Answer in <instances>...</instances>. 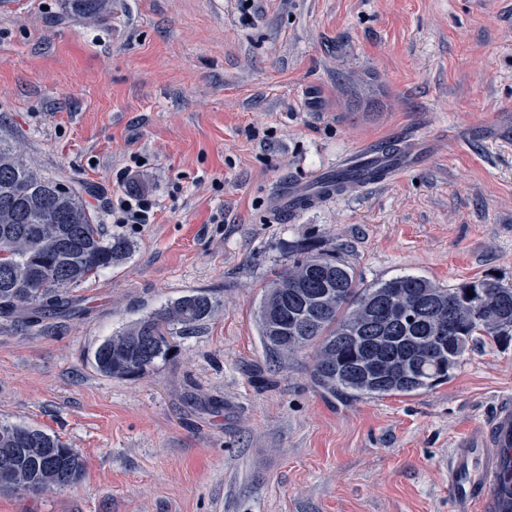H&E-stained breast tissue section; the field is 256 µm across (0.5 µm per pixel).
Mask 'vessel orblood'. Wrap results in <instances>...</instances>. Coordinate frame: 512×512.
I'll return each mask as SVG.
<instances>
[{"label": "vessel or blood", "instance_id": "1", "mask_svg": "<svg viewBox=\"0 0 512 512\" xmlns=\"http://www.w3.org/2000/svg\"><path fill=\"white\" fill-rule=\"evenodd\" d=\"M415 153V148L405 145L387 156L368 150L346 158L339 170L360 171L363 183L380 185L400 172ZM319 184L316 195L295 185L283 187L279 215L290 219L336 196L334 173L323 174ZM448 494L453 512H512V399L500 401L491 417L456 442L448 457Z\"/></svg>", "mask_w": 512, "mask_h": 512}]
</instances>
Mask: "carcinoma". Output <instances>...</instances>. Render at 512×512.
Returning <instances> with one entry per match:
<instances>
[{
    "label": "carcinoma",
    "mask_w": 512,
    "mask_h": 512,
    "mask_svg": "<svg viewBox=\"0 0 512 512\" xmlns=\"http://www.w3.org/2000/svg\"><path fill=\"white\" fill-rule=\"evenodd\" d=\"M89 21L110 14V0H64ZM123 236L106 238L79 193L31 167L22 151L0 138V318L19 312L37 323L79 306L70 294L90 277L125 261ZM213 289H194L147 312L87 353L107 377L136 379L169 358L173 345L153 336L198 335L214 317ZM266 351L286 360L317 345L311 375L323 390L345 398L413 396L448 380L476 336L512 332V288L485 277L440 288L422 277L396 276L364 284L334 249L295 247L288 267L265 286L257 311ZM383 336L372 369L364 343L345 336ZM16 462L14 481L0 492H43L83 474L80 455L57 436L28 425L0 423V457Z\"/></svg>",
    "instance_id": "1"
}]
</instances>
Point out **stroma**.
I'll return each mask as SVG.
<instances>
[{
    "label": "stroma",
    "mask_w": 512,
    "mask_h": 512,
    "mask_svg": "<svg viewBox=\"0 0 512 512\" xmlns=\"http://www.w3.org/2000/svg\"><path fill=\"white\" fill-rule=\"evenodd\" d=\"M1 135L132 252L74 289L79 314L0 320V422L84 461L66 489L0 492V512H451L448 454L512 398V336L422 394L343 401L315 385V346L278 361L254 314L295 242L367 284L512 287V0H112L98 24L0 0ZM396 139L426 156L278 219L282 185ZM130 192L151 223H113ZM197 288L214 318L154 371L84 360Z\"/></svg>",
    "instance_id": "35a3bbf8"
}]
</instances>
